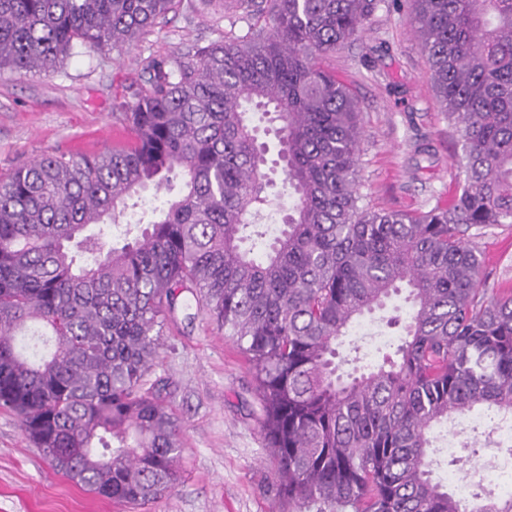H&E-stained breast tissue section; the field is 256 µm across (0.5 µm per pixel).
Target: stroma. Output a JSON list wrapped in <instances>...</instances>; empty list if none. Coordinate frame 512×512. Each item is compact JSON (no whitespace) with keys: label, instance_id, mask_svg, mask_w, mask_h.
<instances>
[{"label":"stroma","instance_id":"obj_1","mask_svg":"<svg viewBox=\"0 0 512 512\" xmlns=\"http://www.w3.org/2000/svg\"><path fill=\"white\" fill-rule=\"evenodd\" d=\"M238 11H201L183 0L167 23L120 48L82 49L55 71H0V181L56 152L94 155L132 141L120 103L130 100L148 62L188 56L196 47L246 33ZM352 90L359 108V192L378 209L427 211L446 205L461 180L459 133L438 103L428 59L413 33L407 0H380L358 39L326 59ZM490 289L512 288V224L485 229L475 240ZM411 304L406 292L349 327L338 351H357L344 366L356 375L393 355ZM154 377L168 384L183 424L174 491L134 508L86 492L57 473L24 436L18 418L0 409V512H289L267 455L254 372L233 340L207 316L166 324ZM480 413L451 434L433 433V478L445 487L464 471L485 468L483 489L505 497L512 440L488 438L472 449Z\"/></svg>","mask_w":512,"mask_h":512}]
</instances>
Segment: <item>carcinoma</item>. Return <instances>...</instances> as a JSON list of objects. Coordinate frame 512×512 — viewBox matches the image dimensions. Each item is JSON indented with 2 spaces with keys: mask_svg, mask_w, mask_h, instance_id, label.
<instances>
[{
  "mask_svg": "<svg viewBox=\"0 0 512 512\" xmlns=\"http://www.w3.org/2000/svg\"><path fill=\"white\" fill-rule=\"evenodd\" d=\"M251 25L153 59L118 106L132 145L53 153L0 182V409L69 481L141 505L178 480L182 425L150 381L168 317L205 311L245 353L267 451L293 512H512L434 481L436 425L512 418V289L488 293L471 230L512 224V0H410L435 95L458 124L451 203L375 210L357 193L358 107L321 60L377 0H233ZM181 0H0V70L48 72L78 46H122ZM280 122L282 190L248 113ZM180 179L115 247L133 197ZM292 204L261 259L242 249L275 196ZM395 357L353 378L336 341L401 286Z\"/></svg>",
  "mask_w": 512,
  "mask_h": 512,
  "instance_id": "carcinoma-1",
  "label": "carcinoma"
}]
</instances>
